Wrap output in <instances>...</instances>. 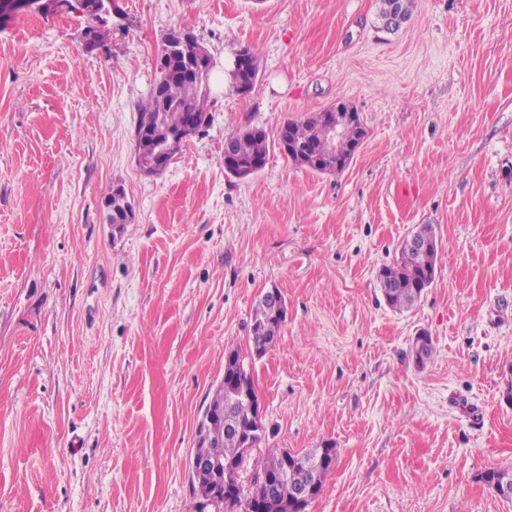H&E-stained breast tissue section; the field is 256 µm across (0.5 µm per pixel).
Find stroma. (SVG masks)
Wrapping results in <instances>:
<instances>
[{"instance_id":"35a3bbf8","label":"stroma","mask_w":512,"mask_h":512,"mask_svg":"<svg viewBox=\"0 0 512 512\" xmlns=\"http://www.w3.org/2000/svg\"><path fill=\"white\" fill-rule=\"evenodd\" d=\"M117 2L92 51L75 13L0 30V512H194L198 421L272 289L262 445L336 448L306 512H512L482 479L512 468V0H413L394 34L376 0ZM173 30L218 64L212 120L151 176L136 126ZM244 46L261 71L240 95ZM340 103L364 128L343 170L282 153L285 122ZM244 128L269 152L238 179ZM421 224L434 281L396 312L377 274ZM226 139L231 149L224 147V169L236 178H247L266 164L269 144L265 132L249 128L232 133ZM106 207L108 208L107 219L110 224L121 227L124 224H129L133 218V206L128 201L122 187L120 192H112Z\"/></svg>"}]
</instances>
